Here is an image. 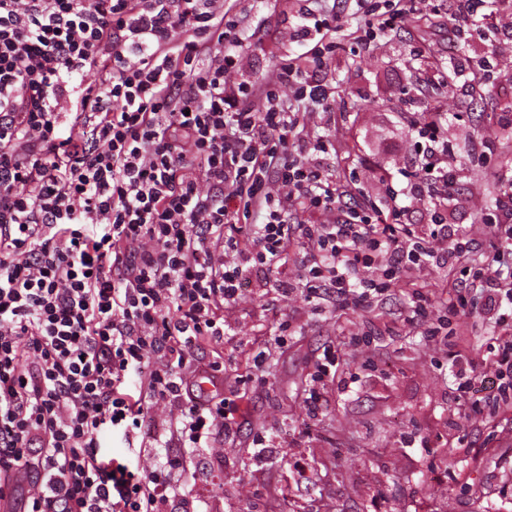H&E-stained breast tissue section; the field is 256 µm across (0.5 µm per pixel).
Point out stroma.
Returning <instances> with one entry per match:
<instances>
[{
  "label": "stroma",
  "instance_id": "stroma-1",
  "mask_svg": "<svg viewBox=\"0 0 512 512\" xmlns=\"http://www.w3.org/2000/svg\"><path fill=\"white\" fill-rule=\"evenodd\" d=\"M232 14L250 38L239 77L257 84L275 79L295 56L303 11H335L342 23L336 51L305 73L328 86V107L300 110L301 142L321 139L320 162L345 202L390 212L389 187H402L427 145L412 131L431 107L448 114L454 147L458 204L449 223L488 241L474 228L477 212H492L496 191L481 167L483 130L501 128L500 161L512 149V0H495L492 25L478 35H454L449 19L456 0H410L402 28L365 40L363 13L354 0H231ZM488 72L490 95L470 96L475 70ZM455 72L453 85L445 76ZM461 270L413 267L374 310L339 309L297 293L280 299L274 280L257 276L237 302L225 306L226 336L198 352L201 363L218 359L224 371L219 394L237 388L277 321L288 322V346L267 360L243 398L246 419L233 441L216 434L206 453L148 448L145 469L166 455L191 458L190 486L198 512H512V405L466 421L448 399L456 386L451 356L483 353L496 332L471 311L453 318L447 343L425 340L406 321L413 290L430 294L436 309L458 304ZM372 335L368 344L355 336ZM336 353L335 375L324 380L325 408L309 421L304 394L324 348ZM279 447L259 455L256 435ZM309 466L298 480L293 464Z\"/></svg>",
  "mask_w": 512,
  "mask_h": 512
}]
</instances>
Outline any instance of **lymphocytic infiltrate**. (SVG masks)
<instances>
[{"label":"lymphocytic infiltrate","mask_w":512,"mask_h":512,"mask_svg":"<svg viewBox=\"0 0 512 512\" xmlns=\"http://www.w3.org/2000/svg\"><path fill=\"white\" fill-rule=\"evenodd\" d=\"M314 27L319 40L278 77L321 105L303 68L333 49L336 18ZM244 41L224 0H0V503L24 481L26 512H196L174 478L185 458L148 472L117 463L102 433L134 442L167 399L192 450L216 429L236 435L238 405L194 394L182 371L223 340L224 308L253 271L280 276L299 245L305 284L280 277L281 296L367 308L402 269L451 267L476 248L447 222L456 174L442 112L416 127L433 147L406 185L432 208L429 235L375 223L337 209L323 169L292 159L295 113L274 84L235 77ZM495 207L475 307L504 326L512 186ZM316 210L338 216L299 221Z\"/></svg>","instance_id":"1"}]
</instances>
